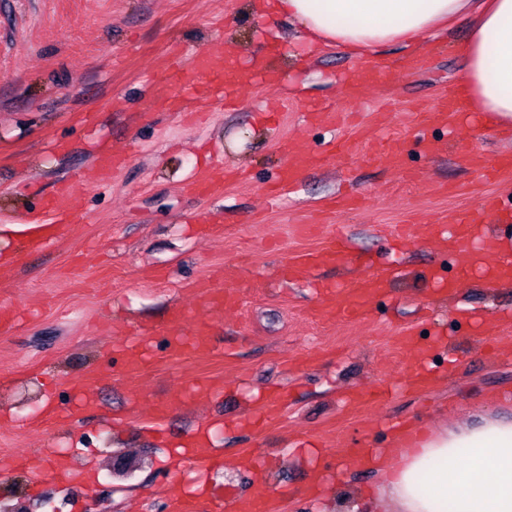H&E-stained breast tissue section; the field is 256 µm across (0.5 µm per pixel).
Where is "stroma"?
I'll return each instance as SVG.
<instances>
[{"label":"stroma","mask_w":512,"mask_h":512,"mask_svg":"<svg viewBox=\"0 0 512 512\" xmlns=\"http://www.w3.org/2000/svg\"><path fill=\"white\" fill-rule=\"evenodd\" d=\"M248 3L0 0V253L18 256L0 267V305L13 311L12 324L0 327V459L24 462L0 478V512H45L52 496L63 499V512H85L95 498L101 512H167L176 493L244 498L259 488L277 512H352L358 491L378 479L351 460L386 447L392 422L436 426L512 413V351L493 330L499 316L512 315V283L490 284L482 264L460 273L424 230L474 209L477 177L456 158L448 129L428 130L437 149L425 152L406 110L458 84L464 62L455 43L466 23L411 48L384 47L378 59L391 69L359 104L342 85L360 59L336 47L308 55L295 22L249 14ZM174 40L199 51L229 43L239 66L273 65L282 82L245 88L234 109L180 122L156 105L170 91L161 55ZM409 56L423 57L417 71L393 69ZM392 100L397 118L386 132L406 137V166L456 194L422 192L386 162L356 156L306 168L279 207L267 204L264 185L284 159L283 142L320 150L336 135L360 141ZM323 102L349 113V124L305 125L303 107ZM467 134L488 159L512 155V135L478 115ZM102 153L129 157L108 186L91 174ZM219 162L250 183H225L210 199L185 190L188 176ZM76 170L86 177L70 205L86 222L63 225L49 246L28 250L9 220L40 212ZM347 189L365 197L362 211L295 233L296 220ZM211 212L222 216L223 235H196V220ZM415 217L423 229L407 241L393 236L392 225ZM331 230L345 236L348 259L319 279L337 286L390 265L400 271L365 321L320 314L312 283L277 275L284 256L317 248ZM235 259L244 267L238 308H205L193 284L218 279ZM432 269L455 279L452 296L439 292ZM175 308L187 315L183 332L209 325L211 356L173 362L166 336H138ZM403 333L416 349L395 344ZM135 336L146 361L132 375L113 344ZM417 369L435 375L432 388L407 387ZM378 385L391 391L389 402L348 408L349 391ZM274 388L284 395L280 417L256 423ZM162 402L170 414L158 433L152 412ZM202 433L207 447L222 449V467L181 460L182 442ZM61 443L69 447L61 464L89 476L88 488L43 476L45 454Z\"/></svg>","instance_id":"1"}]
</instances>
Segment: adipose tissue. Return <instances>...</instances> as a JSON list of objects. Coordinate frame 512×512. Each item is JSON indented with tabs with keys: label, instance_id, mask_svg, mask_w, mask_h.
I'll return each mask as SVG.
<instances>
[{
	"label": "adipose tissue",
	"instance_id": "1",
	"mask_svg": "<svg viewBox=\"0 0 512 512\" xmlns=\"http://www.w3.org/2000/svg\"><path fill=\"white\" fill-rule=\"evenodd\" d=\"M251 10L298 23L309 52L340 47L363 58L466 19L456 51L467 109L512 130V0H256ZM363 465L380 477L364 512H512V416L410 428Z\"/></svg>",
	"mask_w": 512,
	"mask_h": 512
}]
</instances>
